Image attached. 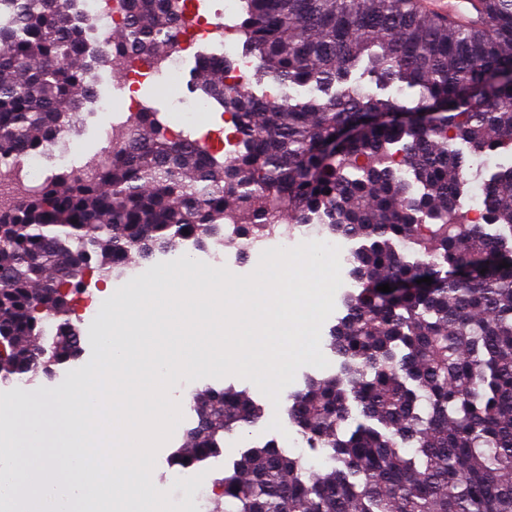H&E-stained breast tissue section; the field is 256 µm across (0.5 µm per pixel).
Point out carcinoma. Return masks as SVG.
I'll list each match as a JSON object with an SVG mask.
<instances>
[{
  "label": "carcinoma",
  "mask_w": 512,
  "mask_h": 512,
  "mask_svg": "<svg viewBox=\"0 0 512 512\" xmlns=\"http://www.w3.org/2000/svg\"><path fill=\"white\" fill-rule=\"evenodd\" d=\"M474 4L476 21L458 25L412 0H243L256 79L227 96L199 55L190 85L231 116L232 160L166 136L148 106L116 133L111 163L0 206V378L31 382L77 355L71 302L86 270L102 279L135 252L202 247L228 214L252 240L285 214L313 220L360 242L350 263L363 289L333 334L342 370L289 411L333 466L308 478L276 441L251 448L220 479L224 512H512V245L485 231L512 235V160L484 182L485 223L466 209L474 159L512 153V0ZM130 8L112 58L160 60L186 24L177 0ZM15 11L0 24V158L46 150L95 93V26L77 0ZM409 241L419 249L406 256ZM197 416L179 471L259 411L223 389Z\"/></svg>",
  "instance_id": "obj_1"
}]
</instances>
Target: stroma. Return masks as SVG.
<instances>
[{
  "instance_id": "35a3bbf8",
  "label": "stroma",
  "mask_w": 512,
  "mask_h": 512,
  "mask_svg": "<svg viewBox=\"0 0 512 512\" xmlns=\"http://www.w3.org/2000/svg\"><path fill=\"white\" fill-rule=\"evenodd\" d=\"M191 79V67H183L179 71L159 77L156 82L145 85L141 90V96L145 103L151 104L159 110L161 121L173 126L177 125L179 114L171 109L170 104L179 95L187 93ZM111 124V110L88 107L80 112L77 117L74 138L79 144L81 158H89L100 153L103 147L101 132ZM345 297V289H338L335 295L334 314L324 322L321 329V350L329 361L328 367L324 369L312 366L300 368L294 382L289 386L290 391L304 389L310 379H321L339 373L341 358L333 351L331 331L336 326L338 317L344 316L346 313ZM73 323L81 336V352L75 360L59 365L57 373L43 376L35 382L34 388L41 394L49 395L63 387L81 382L88 369L89 359L96 353V348L100 343L99 321H88L77 317L74 318ZM229 386L239 391H247L252 401L260 407L261 417L255 425L237 430L228 436L222 452L199 463L195 468L196 473H207L209 479L212 480L221 478L224 473L233 471L248 448L263 445L271 439L286 443L288 451L302 457L306 468L313 473L323 475L331 467L322 451L311 449L296 427L291 426L288 418L290 406L288 397H281L279 404L275 405L251 381L236 376L220 379L202 378L196 380L190 388L173 389L172 394L179 401L185 419L181 425L177 426L170 440L160 448L156 466L152 472L154 486L161 490H170L173 503L179 504L184 500H191V512H224V500L215 496L208 488L198 489L190 495L187 494L185 488L172 486L170 477L173 470L169 465V458L177 448L184 445L188 428L192 427L197 420L192 401L194 394ZM275 418L280 419L283 426L282 431L277 432L270 429L269 424Z\"/></svg>"
}]
</instances>
